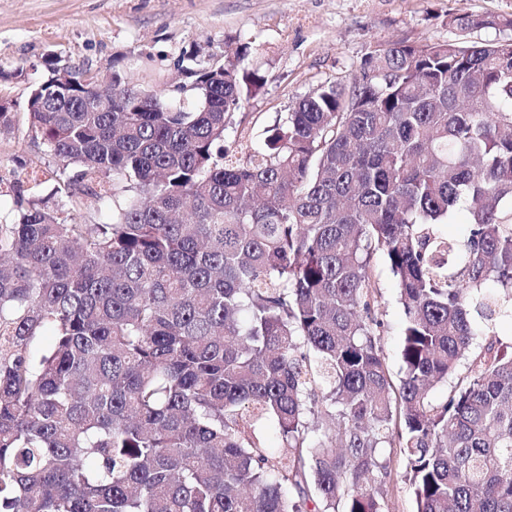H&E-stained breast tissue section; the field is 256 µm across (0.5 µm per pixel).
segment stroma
Returning a JSON list of instances; mask_svg holds the SVG:
<instances>
[{"label":"stroma","instance_id":"35a3bbf8","mask_svg":"<svg viewBox=\"0 0 512 512\" xmlns=\"http://www.w3.org/2000/svg\"><path fill=\"white\" fill-rule=\"evenodd\" d=\"M466 13L510 16L512 0H0V95L16 104L13 132L0 133V217L17 214L14 179L41 180L46 192L59 167L24 119L29 86L48 55L101 80L118 68L160 89L182 81L175 61L185 48L219 55L249 44L244 65L264 75L265 84L235 112L228 139L254 143L319 86L351 82L377 47L512 39V30L449 26V16ZM376 272L384 301L381 346L397 379V286L384 265ZM386 457V512H413L406 459L396 448Z\"/></svg>","mask_w":512,"mask_h":512}]
</instances>
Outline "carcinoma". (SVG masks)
I'll list each match as a JSON object with an SVG mask.
<instances>
[{
    "instance_id": "1",
    "label": "carcinoma",
    "mask_w": 512,
    "mask_h": 512,
    "mask_svg": "<svg viewBox=\"0 0 512 512\" xmlns=\"http://www.w3.org/2000/svg\"><path fill=\"white\" fill-rule=\"evenodd\" d=\"M248 49L185 51L159 93L72 68L56 94L44 59L24 111L62 165L54 195L110 196L112 217L33 192L0 225V512H385L392 446L415 512H512V39L375 49L231 149L265 83ZM82 198L80 206H72L71 203H65L62 217L77 216L82 222L95 224L106 221L112 211V201L108 198L97 200L95 198L79 195ZM379 279V293L385 305H382L383 321L381 333V346L386 357L391 375L395 383L401 376V362L399 357L401 336L400 320L401 307L397 301V286L392 275L385 269L380 260L374 262Z\"/></svg>"
}]
</instances>
